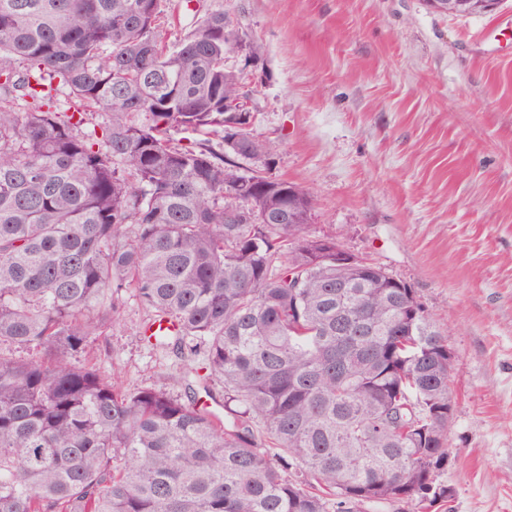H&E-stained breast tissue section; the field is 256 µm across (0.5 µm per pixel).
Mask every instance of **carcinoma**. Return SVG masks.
Segmentation results:
<instances>
[{"mask_svg":"<svg viewBox=\"0 0 512 512\" xmlns=\"http://www.w3.org/2000/svg\"><path fill=\"white\" fill-rule=\"evenodd\" d=\"M159 2L0 0V512H435L447 335L384 268L336 264L276 141L227 142L224 52L261 46L216 11L170 47L191 0ZM125 288L201 358L186 397L94 368Z\"/></svg>","mask_w":512,"mask_h":512,"instance_id":"obj_1","label":"carcinoma"}]
</instances>
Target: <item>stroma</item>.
Wrapping results in <instances>:
<instances>
[{
  "instance_id": "1",
  "label": "stroma",
  "mask_w": 512,
  "mask_h": 512,
  "mask_svg": "<svg viewBox=\"0 0 512 512\" xmlns=\"http://www.w3.org/2000/svg\"><path fill=\"white\" fill-rule=\"evenodd\" d=\"M262 47L225 53L253 92L273 177L315 200L333 234L414 289L454 353L440 512H512V0L442 15L426 0H193ZM95 366L130 390L179 392L185 360L148 343L122 292Z\"/></svg>"
}]
</instances>
